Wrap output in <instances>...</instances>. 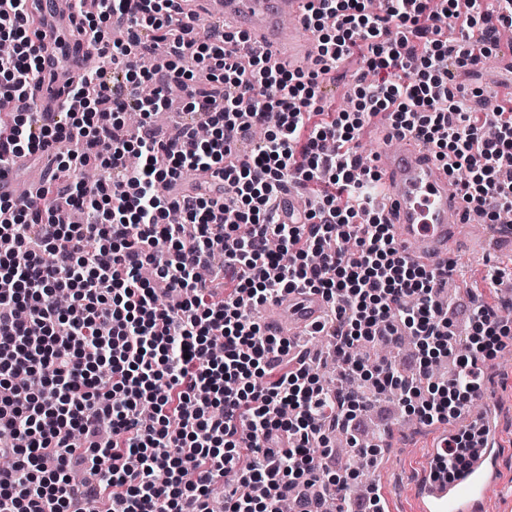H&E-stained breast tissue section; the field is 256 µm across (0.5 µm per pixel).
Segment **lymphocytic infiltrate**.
Returning a JSON list of instances; mask_svg holds the SVG:
<instances>
[{
  "label": "lymphocytic infiltrate",
  "mask_w": 512,
  "mask_h": 512,
  "mask_svg": "<svg viewBox=\"0 0 512 512\" xmlns=\"http://www.w3.org/2000/svg\"><path fill=\"white\" fill-rule=\"evenodd\" d=\"M71 0L76 29L121 68L111 96L104 67L66 84L75 109L47 121L29 104L41 72L46 19L34 0H0V174L19 156H48L38 204L0 195V512H325L350 486L317 456L328 427L349 428L366 409L360 387L393 392L419 421L450 423L485 386L482 363L512 336V320L473 299L466 338L455 336L441 292L453 263L429 268L399 247L374 204L380 174L361 164L359 132L387 120L422 140L461 198L487 224L512 210V91L493 111L472 84L494 40L477 22L512 26V0H310L306 24L318 56L272 68L248 38L195 16L177 0ZM122 28L106 41L102 23ZM363 67L351 109L326 110L320 84L351 57ZM187 89L189 122L157 139L151 118ZM138 129L117 120L129 104ZM274 128L241 154L269 114ZM97 183L78 178L86 165ZM190 171L214 190L176 193ZM312 184L303 221L279 220L288 183ZM84 215L61 224L60 209ZM99 254L89 256L88 241ZM221 269L233 287L218 295ZM320 292L340 380L326 389L309 347L253 316L284 292ZM411 341L415 371L367 349ZM455 369L436 380L433 364ZM472 423L450 433L431 475L452 478L482 445Z\"/></svg>",
  "instance_id": "f902f5d3"
}]
</instances>
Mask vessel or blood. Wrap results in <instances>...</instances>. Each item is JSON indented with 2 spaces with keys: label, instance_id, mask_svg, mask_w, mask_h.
<instances>
[{
  "label": "vessel or blood",
  "instance_id": "1",
  "mask_svg": "<svg viewBox=\"0 0 512 512\" xmlns=\"http://www.w3.org/2000/svg\"><path fill=\"white\" fill-rule=\"evenodd\" d=\"M308 0H183L186 14H197L211 22H222L244 32L252 44L269 53V63L281 66L299 55L317 53L315 39H308L304 50L291 49L290 43L303 30ZM48 16L44 53L47 71H55L59 61L52 47L57 34L69 30L68 14L58 10L55 0H42ZM65 96L62 84L39 83L31 99L36 111L54 112ZM377 169L386 199L385 216L399 245L416 244V261L429 267L444 265L448 244L460 225L473 214L463 204L446 167L436 160L427 145L413 137H401L396 147L380 149ZM276 316L269 326L277 335H304L322 316L326 302L310 289L284 293L273 304ZM498 434H491L485 448L479 449L469 465L452 481L429 480L421 485L419 499L423 512H479L497 479Z\"/></svg>",
  "mask_w": 512,
  "mask_h": 512
}]
</instances>
